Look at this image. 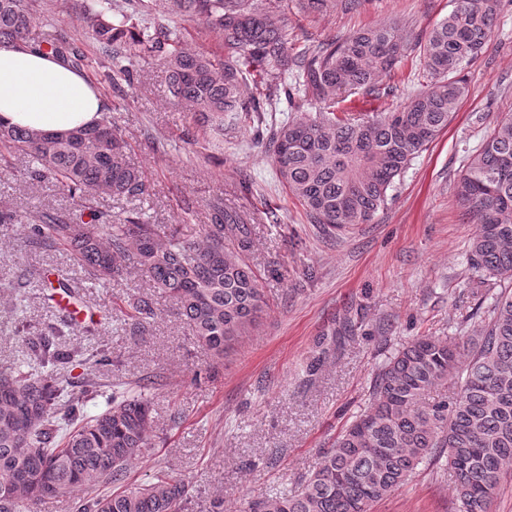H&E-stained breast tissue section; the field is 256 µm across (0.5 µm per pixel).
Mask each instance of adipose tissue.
<instances>
[{"instance_id":"obj_1","label":"adipose tissue","mask_w":512,"mask_h":512,"mask_svg":"<svg viewBox=\"0 0 512 512\" xmlns=\"http://www.w3.org/2000/svg\"><path fill=\"white\" fill-rule=\"evenodd\" d=\"M103 94L82 72L37 47L0 42V122L62 134L97 124Z\"/></svg>"}]
</instances>
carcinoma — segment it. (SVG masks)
I'll use <instances>...</instances> for the list:
<instances>
[{
    "label": "carcinoma",
    "mask_w": 512,
    "mask_h": 512,
    "mask_svg": "<svg viewBox=\"0 0 512 512\" xmlns=\"http://www.w3.org/2000/svg\"><path fill=\"white\" fill-rule=\"evenodd\" d=\"M497 0H455L454 9L417 42L430 77L427 89L376 116L336 115L344 93L390 94L384 79L407 43L394 24L293 51L274 10L253 0H161L153 23L139 26L119 0H83L82 18L115 76L129 80L122 61L164 62L171 99L204 123L224 127L241 112L258 115L284 94L302 113L273 130L269 142L280 181L311 221L329 232L370 222L412 159L448 126L469 92L465 68L484 53ZM170 16L198 17L224 39L216 60L187 48ZM38 16L30 0H0V42H26ZM45 50L79 65L82 55L64 38ZM260 91L244 101L246 75ZM129 144L104 116L94 126L64 134L39 133L0 123V161L23 156L32 179L51 178L71 195L91 191L140 199L143 173L127 162ZM456 196L477 224L468 250L471 281L512 285V121L497 124L472 155ZM24 225L34 247L62 245L87 279L107 283L132 267L171 300L196 341L224 360L259 321L266 301L247 260L251 229L235 212L216 207L200 237L159 231L132 214L119 223L99 214L89 222L45 215L25 222L0 210V225ZM490 300L473 336H419L378 369L370 406L324 452L297 489L249 498L243 512H371L400 489L424 462L444 457L455 476L456 512H489L501 478L512 471V288H489ZM127 316L143 328L155 317L148 296L127 301ZM51 327L30 342L25 358L0 367V512H35L54 498H69L74 512H182L189 485L160 470L145 484L101 494L102 483H122L127 466L153 447L147 397L118 387L105 411L89 416L99 395L88 380L78 395L54 368L74 358ZM448 398L430 400L438 387Z\"/></svg>",
    "instance_id": "1"
}]
</instances>
